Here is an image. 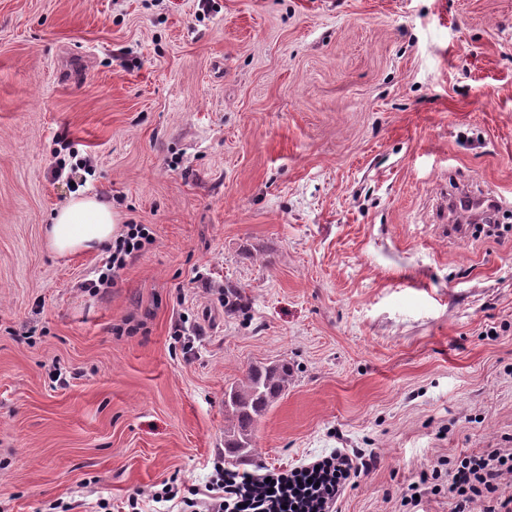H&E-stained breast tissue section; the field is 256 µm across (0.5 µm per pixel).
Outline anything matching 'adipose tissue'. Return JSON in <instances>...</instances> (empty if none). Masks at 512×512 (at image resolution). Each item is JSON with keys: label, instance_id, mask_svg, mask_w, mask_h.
<instances>
[{"label": "adipose tissue", "instance_id": "adipose-tissue-1", "mask_svg": "<svg viewBox=\"0 0 512 512\" xmlns=\"http://www.w3.org/2000/svg\"><path fill=\"white\" fill-rule=\"evenodd\" d=\"M119 232L118 217L108 199L80 195L55 212L45 228V239L52 252L66 255L109 244Z\"/></svg>", "mask_w": 512, "mask_h": 512}]
</instances>
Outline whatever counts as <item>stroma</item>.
<instances>
[{
    "mask_svg": "<svg viewBox=\"0 0 512 512\" xmlns=\"http://www.w3.org/2000/svg\"><path fill=\"white\" fill-rule=\"evenodd\" d=\"M460 183L512 226V0H0V512H156L275 360L242 468L361 449L340 512L512 449V230L444 234ZM92 193L154 234L99 293L43 239ZM288 362L251 366L245 378L224 392V448L227 463L241 464L254 455L255 428L268 408L286 391Z\"/></svg>",
    "mask_w": 512,
    "mask_h": 512,
    "instance_id": "obj_1",
    "label": "stroma"
}]
</instances>
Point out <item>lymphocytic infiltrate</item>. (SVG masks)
<instances>
[{"label":"lymphocytic infiltrate","mask_w":512,"mask_h":512,"mask_svg":"<svg viewBox=\"0 0 512 512\" xmlns=\"http://www.w3.org/2000/svg\"><path fill=\"white\" fill-rule=\"evenodd\" d=\"M153 242L150 227L126 225L112 241L105 270L97 287H114L121 270L133 263ZM373 459L359 449L336 448L292 468L258 466L254 471L225 468L216 457L204 486L180 494L175 479L165 481L153 494L154 501L179 500L181 512H339L338 503L355 478L368 472ZM453 512H512V495L503 496L501 482L512 475V450L493 449L448 461Z\"/></svg>","instance_id":"1"}]
</instances>
